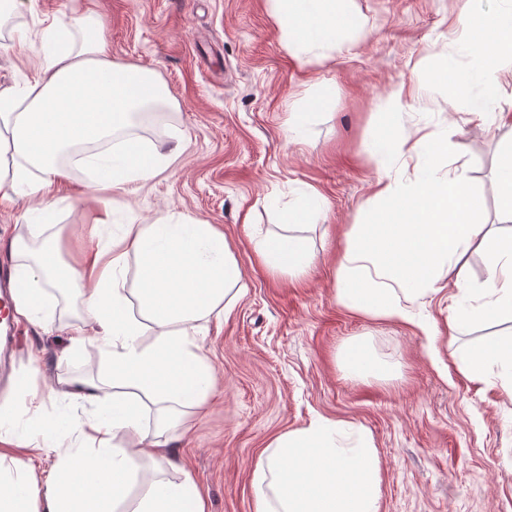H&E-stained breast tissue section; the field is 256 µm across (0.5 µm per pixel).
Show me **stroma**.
Instances as JSON below:
<instances>
[{
  "label": "stroma",
  "mask_w": 512,
  "mask_h": 512,
  "mask_svg": "<svg viewBox=\"0 0 512 512\" xmlns=\"http://www.w3.org/2000/svg\"><path fill=\"white\" fill-rule=\"evenodd\" d=\"M500 0H349L359 27L326 50L321 65L301 66L288 51L269 0H24L0 28V90L23 85L48 49L45 29L93 11L114 62L154 72L171 104L148 143L177 150L175 163L131 184L121 201L129 219L149 224L167 213L220 227L246 289L226 317L210 319L197 339L215 371L200 410L184 408L164 479L191 475L206 512H255L254 469L270 441L324 417L369 433L377 449L382 512H512V382L499 369L469 379L454 362L462 350L512 332L489 319L448 334L455 283L426 299L431 338L396 320L345 309L335 262L344 232L378 190L370 144L391 96L401 93L403 131L447 141L443 170L481 195L484 220L497 223L494 172L512 144V75L490 101L449 93L432 77L465 71L458 45L466 14L491 15ZM488 114L479 121L477 111ZM312 113L303 139L289 126ZM315 188L325 214L293 227L315 255L298 282L269 275L254 239L278 232L298 186ZM64 257L78 263L87 224L112 204L71 169L49 199ZM29 201L0 203V266L25 235ZM77 296L59 297L52 327L25 325L11 357L12 377L33 373L40 415L62 405L61 377L97 378L107 364L99 346L71 351L64 323L80 315ZM365 339L396 370L387 382L348 377L343 343ZM41 351L39 363L30 354Z\"/></svg>",
  "instance_id": "1"
}]
</instances>
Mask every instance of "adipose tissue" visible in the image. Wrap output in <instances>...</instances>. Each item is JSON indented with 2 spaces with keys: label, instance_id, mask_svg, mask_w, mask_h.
Listing matches in <instances>:
<instances>
[{
  "label": "adipose tissue",
  "instance_id": "ef3b65f1",
  "mask_svg": "<svg viewBox=\"0 0 512 512\" xmlns=\"http://www.w3.org/2000/svg\"><path fill=\"white\" fill-rule=\"evenodd\" d=\"M282 39L303 65L356 27L346 0H270ZM92 12L50 26L52 49L30 80L0 92V199H28L26 235L9 243L13 260L10 292L14 318L44 326L55 295L74 294L85 325L70 337L72 349L99 343L108 358L104 379L63 378L58 397L85 406L83 418L60 410L42 422L39 437L20 436V426L38 416V390L30 379L14 382L0 401V512H116L135 471L138 455L158 470L172 461L167 432L180 425L177 405L203 408L213 391L214 367L196 341L213 313L229 314L227 296L243 274L217 226L176 214L151 224H126L103 238L110 217L88 229L80 264L61 257L46 198L57 179L76 166L92 184L119 196L129 183L154 178L172 162L135 134L137 116L168 102L165 87L149 71L113 62L93 34ZM459 50L472 67L449 79L490 100L499 74L512 72V12L473 16ZM403 104L392 97L382 131L370 145L377 163L378 191L357 224L344 234L336 275L339 303L372 318L399 319L421 330L417 312L442 291L448 278L462 283L468 250L480 251L489 267V305H453L449 331L488 316L512 318V232L487 228L483 203L466 179L442 173V142L422 145L424 167L414 178L391 175V162L408 151L402 131ZM254 250L275 277L304 278L312 253L291 234L258 240ZM150 344H143L144 336ZM512 375V336L465 352L460 369L483 378L489 367ZM153 426H146L148 408ZM70 430L85 448L59 451L56 436ZM352 446H345V439ZM54 456L53 473L40 480L34 460ZM262 486L256 512H380L379 466L371 436L341 420L318 419L277 436L254 471ZM134 512H206L192 477L149 484Z\"/></svg>",
  "mask_w": 512,
  "mask_h": 512
}]
</instances>
